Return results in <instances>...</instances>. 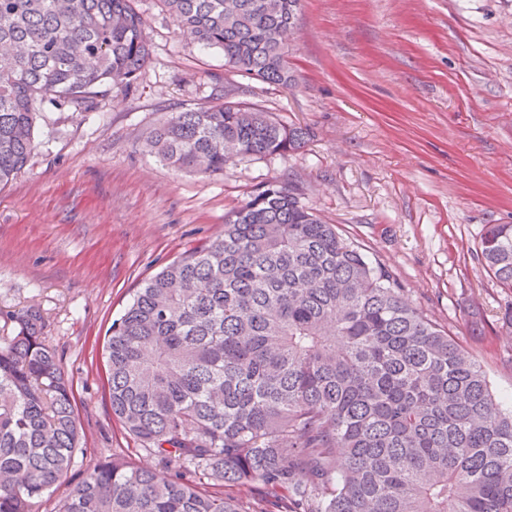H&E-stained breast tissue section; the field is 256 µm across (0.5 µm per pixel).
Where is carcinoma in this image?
Masks as SVG:
<instances>
[{"mask_svg": "<svg viewBox=\"0 0 512 512\" xmlns=\"http://www.w3.org/2000/svg\"><path fill=\"white\" fill-rule=\"evenodd\" d=\"M136 0H0V187L34 149L37 105L94 112L149 58ZM224 64L295 83L282 35L300 0H159ZM308 131L257 105L175 112L148 146L211 176L302 149ZM477 259L512 290V224ZM0 343V512H36L79 439L74 393L34 305ZM112 414L167 475L89 465L59 512H512V410L405 288L274 182L138 289L104 344ZM228 485L257 499L224 496Z\"/></svg>", "mask_w": 512, "mask_h": 512, "instance_id": "carcinoma-1", "label": "carcinoma"}]
</instances>
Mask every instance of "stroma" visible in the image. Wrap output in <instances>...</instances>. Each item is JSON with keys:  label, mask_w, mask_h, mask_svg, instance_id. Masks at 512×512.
<instances>
[{"label": "stroma", "mask_w": 512, "mask_h": 512, "mask_svg": "<svg viewBox=\"0 0 512 512\" xmlns=\"http://www.w3.org/2000/svg\"><path fill=\"white\" fill-rule=\"evenodd\" d=\"M137 8L150 46L137 81L97 87L93 112L41 107L35 151L0 189V339L13 312L40 308L81 426L39 512H58L94 461L162 470L112 414L105 334L148 278L221 235L225 214L273 181L385 265L511 406L512 292L475 246L485 225L512 224V0H300L289 87L200 50L157 0ZM229 97L307 128V144L210 177L150 152L172 113Z\"/></svg>", "instance_id": "35a3bbf8"}]
</instances>
